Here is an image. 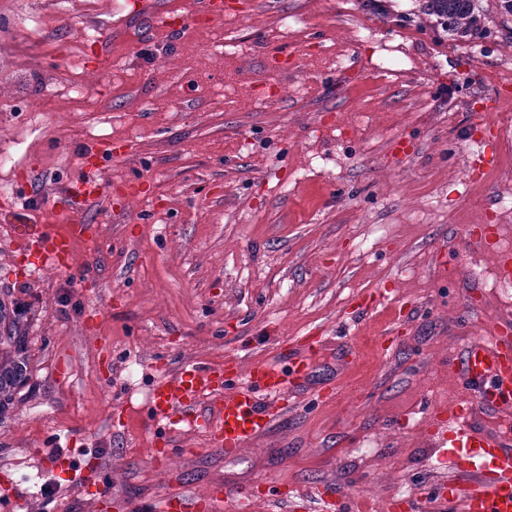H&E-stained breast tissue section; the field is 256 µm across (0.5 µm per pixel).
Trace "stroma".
Masks as SVG:
<instances>
[{
    "mask_svg": "<svg viewBox=\"0 0 512 512\" xmlns=\"http://www.w3.org/2000/svg\"><path fill=\"white\" fill-rule=\"evenodd\" d=\"M113 2L0 0V184L22 219L53 223L48 188L77 177L82 143L100 138L140 146L134 162H106L113 193L129 181L150 188L125 223L104 200L84 210L103 230L77 244L66 272L19 277L0 222V292L26 307L30 370L0 418V479L26 495V512H114L79 494L80 471L39 474L38 448L99 458L106 488L135 505L171 490L299 494L324 481L363 486L353 512L415 494L430 479L417 432L459 391L450 361L512 302L464 231L504 225L512 250V15L475 0L481 28L465 40L424 15L423 0H258L175 41L132 19L116 41ZM94 18L114 43L97 87L83 57L82 25ZM276 53L297 62L288 78L263 67ZM283 79L288 95L268 111L258 91ZM486 122L504 134L496 167L475 182L465 159ZM397 135L417 143L402 167L384 159ZM437 247L453 270L445 281L432 268ZM390 279L418 310L387 348L394 304L353 324L343 312ZM95 307L106 317L86 326ZM321 324L340 335L313 377L336 385L333 404L304 402L254 454L184 432L180 467L152 463L153 358L218 365L248 342L267 358ZM345 349L359 361L340 372ZM122 400L134 410L115 431ZM43 484L58 485L53 499Z\"/></svg>",
    "mask_w": 512,
    "mask_h": 512,
    "instance_id": "35a3bbf8",
    "label": "stroma"
}]
</instances>
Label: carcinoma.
Instances as JSON below:
<instances>
[{
	"label": "carcinoma",
	"mask_w": 512,
	"mask_h": 512,
	"mask_svg": "<svg viewBox=\"0 0 512 512\" xmlns=\"http://www.w3.org/2000/svg\"><path fill=\"white\" fill-rule=\"evenodd\" d=\"M424 14L442 21L455 37L473 31L479 18L474 0H424ZM27 340L19 304L0 299V418L28 380Z\"/></svg>",
	"instance_id": "cac0c4a2"
}]
</instances>
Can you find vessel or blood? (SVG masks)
I'll return each instance as SVG.
<instances>
[{"mask_svg":"<svg viewBox=\"0 0 512 512\" xmlns=\"http://www.w3.org/2000/svg\"><path fill=\"white\" fill-rule=\"evenodd\" d=\"M131 17L150 18L167 37L180 34L188 24L198 25L241 13L239 0H199L193 13H185L173 0H124ZM85 68L99 75L109 58L102 41L92 40L85 48ZM502 131L489 125L478 150L468 155L471 178H482L496 164ZM414 142L406 137L391 139L385 156L389 161L409 159ZM131 140L84 143L80 153V174L66 186L52 191L48 200L68 225L59 231L48 224H14L12 204L0 209V219L10 222L16 252L29 271L46 268L67 271L75 265V244L99 234L95 224L76 221L75 213L107 196L101 179L105 158L127 160L137 155ZM465 232L471 246L480 253L493 254L494 271L502 287L512 286V252L499 249L503 233L499 224H473ZM394 282L356 296L349 308L357 321L395 292ZM335 338L325 327L316 326L292 337L277 352L276 360L255 357L251 346L226 357L218 366L185 362L163 369L155 379L147 412L151 421L170 435L164 447L154 449L151 458L164 468H174L184 451L173 441L180 432L203 433L212 448L243 455L271 438L277 427L299 408L300 399L316 393L320 402L332 401L330 391H312L309 386L314 363L325 346ZM461 388L460 396L434 409L420 431L427 461L437 475L433 484L416 496L385 497L382 512H411L415 502L434 499L437 512H512V436L493 429L489 417L512 415V310L496 318L487 331L472 336L452 362ZM102 462L91 461L83 468L82 495L97 499L104 494ZM283 512H347L348 496L335 485L322 482L306 496L295 497L278 491L240 489L224 495V512H268L271 504ZM201 497L170 493L159 500L157 512H200Z\"/></svg>","mask_w":512,"mask_h":512,"instance_id":"b4317fda","label":"vessel or blood"}]
</instances>
